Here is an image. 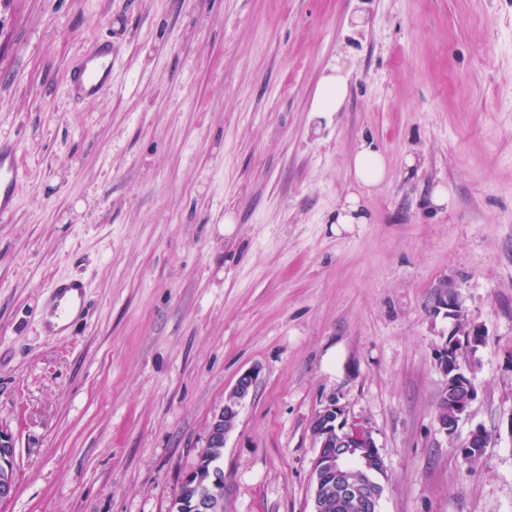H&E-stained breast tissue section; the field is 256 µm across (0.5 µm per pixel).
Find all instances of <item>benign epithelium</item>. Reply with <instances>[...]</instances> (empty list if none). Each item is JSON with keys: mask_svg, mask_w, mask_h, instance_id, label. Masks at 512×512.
Returning <instances> with one entry per match:
<instances>
[{"mask_svg": "<svg viewBox=\"0 0 512 512\" xmlns=\"http://www.w3.org/2000/svg\"><path fill=\"white\" fill-rule=\"evenodd\" d=\"M434 311L445 312L453 321V330L444 338L437 349V367L443 376H452L466 387V394L456 406L453 420L437 418L441 431L452 435L459 421L467 416L471 402L476 397V389L470 374L472 358L479 347L486 342L484 328L471 324L455 293L441 292L435 300ZM255 384V376L243 373L227 397L222 411L213 417L208 425L207 447L212 449L224 447L227 435L235 428L238 408L249 397ZM312 436L318 451L313 460L315 485L311 512H321L324 507L323 497L327 485L323 483L326 476L339 479L352 469L372 468L374 461H383L380 448L374 438V430L345 412L343 407L332 402L320 409L311 423ZM0 503L10 500L16 492L15 481V446L12 437L0 430ZM209 486L206 495H195L184 504V512H223L224 473L212 471L205 473L197 468L187 472L181 479L180 487L197 486L200 483Z\"/></svg>", "mask_w": 512, "mask_h": 512, "instance_id": "7a95c632", "label": "benign epithelium"}]
</instances>
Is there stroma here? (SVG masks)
<instances>
[{"label":"stroma","instance_id":"35a3bbf8","mask_svg":"<svg viewBox=\"0 0 512 512\" xmlns=\"http://www.w3.org/2000/svg\"><path fill=\"white\" fill-rule=\"evenodd\" d=\"M100 39L112 87L73 101ZM364 140L386 180L339 229ZM0 142L27 172L0 222V512H169L246 371L224 512H309L332 400L374 431L379 512H512V0H0ZM69 278L88 311L48 331ZM444 286L488 333L451 436ZM333 73L326 76L315 92V112H336L342 107L347 91L343 66L336 64ZM362 208L360 194L356 191H350L336 208V215L331 223L342 226L369 223V219ZM2 469L5 474L0 476V503L10 500L16 492L15 446L12 437L0 430V471Z\"/></svg>","mask_w":512,"mask_h":512}]
</instances>
